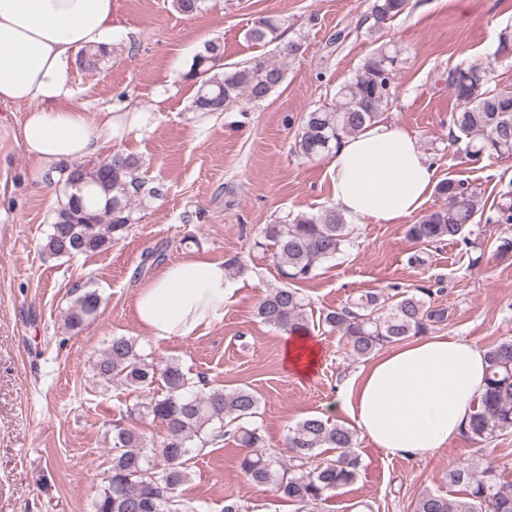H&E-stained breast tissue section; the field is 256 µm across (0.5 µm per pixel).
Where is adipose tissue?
Listing matches in <instances>:
<instances>
[{"label": "adipose tissue", "mask_w": 512, "mask_h": 512, "mask_svg": "<svg viewBox=\"0 0 512 512\" xmlns=\"http://www.w3.org/2000/svg\"><path fill=\"white\" fill-rule=\"evenodd\" d=\"M112 0H0V104L29 109L24 143L40 175L64 182L67 163L97 157L109 142L149 127L147 112H91L73 103L68 60L110 44ZM331 196L345 217L395 224L430 196L436 169L414 136L383 121L345 139L329 164ZM232 282L220 261L190 257L139 287L135 307L147 335L186 336L221 320ZM321 348L310 336L288 341L285 363L315 374ZM484 351L459 336H416L363 367L336 407L390 457L423 459L447 447L484 387Z\"/></svg>", "instance_id": "adipose-tissue-1"}]
</instances>
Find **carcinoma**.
<instances>
[{"mask_svg": "<svg viewBox=\"0 0 512 512\" xmlns=\"http://www.w3.org/2000/svg\"><path fill=\"white\" fill-rule=\"evenodd\" d=\"M177 12L193 16L204 0H173ZM408 0H373L367 19L379 28L403 14ZM257 44L278 43L280 22L271 17L254 21L246 32ZM106 55L104 47L81 50L79 64L94 69ZM224 51L217 42L204 46L185 78L196 86L193 109L222 112L240 98L265 100L285 78L281 65L256 61L224 70ZM398 52L379 51L367 57L352 80L342 84L337 103L304 113L294 138V151L308 160L329 159L342 141L383 120L394 96ZM491 65H457L448 69L446 85L454 98L450 111V144L465 143L474 156H512V90L491 87ZM139 161L115 153L96 163L70 168L75 191L65 192L42 245L51 257L72 258L102 252L120 239L133 221V212L164 195L161 185L149 186L138 175ZM443 205L409 225L407 235L422 243H442L472 232L482 210L480 192L462 180L445 179L436 186ZM257 247H275L280 274L286 284L274 288L259 304L258 317L291 333L308 331L304 295L298 285L312 279L323 263L336 258L350 243L349 224L334 207L316 213H287L267 224ZM393 294L368 292L322 313V324L340 332L352 356L367 358L409 336H426L447 320V309L433 305L431 291L416 293L392 288ZM101 305L96 290L86 288L73 299L64 319L66 329L79 331L95 319ZM486 384L475 399L464 433L476 442L490 441L512 431V340L489 348ZM96 375L135 392L155 384L163 393L146 395L128 411L130 419L152 418L166 430L159 452L147 447L137 426H112L110 466L105 485L93 503V512H196L191 500L178 494L188 481L186 457L193 446L206 447L232 436L244 448L239 468L255 486L273 485L281 498L301 512H316L327 493L351 484L358 475L359 458L351 451L356 434L320 417H306L288 429L287 458L264 450L261 427L254 422L259 399L247 388L193 391L181 365L158 361L126 336H115L95 361ZM332 448L334 455H324ZM448 484L459 488L449 499L433 492L422 494L414 512H512V482L504 481L492 464L481 469L459 466L448 471Z\"/></svg>", "mask_w": 512, "mask_h": 512, "instance_id": "obj_1", "label": "carcinoma"}]
</instances>
